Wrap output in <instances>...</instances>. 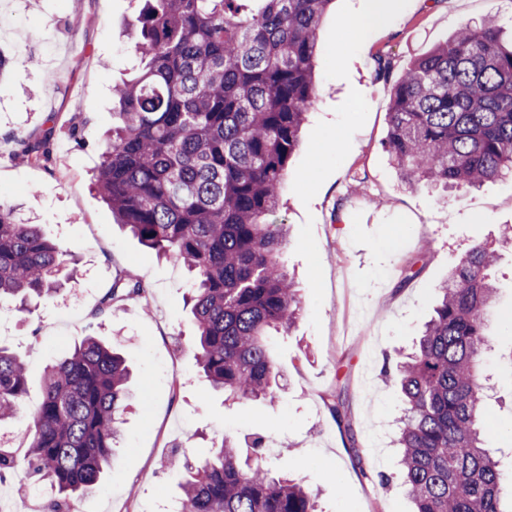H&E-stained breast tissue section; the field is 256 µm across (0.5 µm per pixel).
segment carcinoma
<instances>
[{"instance_id":"cac0c4a2","label":"carcinoma","mask_w":512,"mask_h":512,"mask_svg":"<svg viewBox=\"0 0 512 512\" xmlns=\"http://www.w3.org/2000/svg\"><path fill=\"white\" fill-rule=\"evenodd\" d=\"M138 64L114 88L112 134L93 187L144 246L192 274L200 368L241 402L272 399L267 331L286 330L302 301L279 262L278 220L288 161L316 97L317 31L333 0H142ZM54 127L22 142L51 159ZM386 148L410 185L473 187L512 173V48L491 21L459 29L393 85ZM66 254L0 202V297L25 305L52 291ZM497 252L471 247L440 286L442 299L414 350L396 361L403 394L400 478L415 512H504L497 461L483 446L478 359L496 288ZM131 275L97 312L141 297ZM129 368L93 336L49 366L31 411L23 470L58 496L51 512L94 486L113 459ZM26 366L0 346V422L24 403ZM184 512H317L313 491L231 439L192 460Z\"/></svg>"}]
</instances>
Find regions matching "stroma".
<instances>
[{"mask_svg":"<svg viewBox=\"0 0 512 512\" xmlns=\"http://www.w3.org/2000/svg\"><path fill=\"white\" fill-rule=\"evenodd\" d=\"M385 19L352 44V23L368 0H333L318 31L317 95L288 165L280 220L282 254L302 310L267 343L276 374L273 403L225 401L203 375L184 298L182 264L143 246L118 225L92 187L99 146L112 126V87L134 63L137 0H0V50L13 73L0 81V201L72 263L62 287L22 312L0 298V344L24 361L25 411L0 423V439L23 459L28 408L43 396L47 366L84 337L117 345L131 370L132 397L115 461L72 512H151L176 495L174 454L198 456L212 441L262 438L266 461L301 478L319 512H412L398 483L395 439L402 395L385 358L410 352L430 319L438 289L473 244L500 248L497 289L482 356L483 439L505 479L512 512V175L476 187H409L385 148L392 87L411 63L458 29L493 21L512 43V0H381ZM48 41L34 42L35 33ZM391 62L376 78V56ZM55 123L49 163L25 165L22 141ZM132 274L144 297L96 314L117 275ZM343 403L339 425L326 398ZM20 476L0 485V512H46L51 491L18 495Z\"/></svg>","mask_w":512,"mask_h":512,"instance_id":"35a3bbf8","label":"stroma"}]
</instances>
